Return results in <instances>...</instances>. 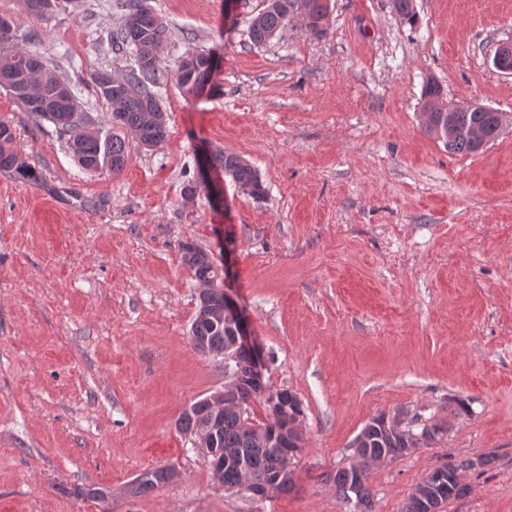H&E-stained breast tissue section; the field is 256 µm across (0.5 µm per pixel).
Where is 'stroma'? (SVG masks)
<instances>
[{
	"instance_id": "1",
	"label": "stroma",
	"mask_w": 512,
	"mask_h": 512,
	"mask_svg": "<svg viewBox=\"0 0 512 512\" xmlns=\"http://www.w3.org/2000/svg\"><path fill=\"white\" fill-rule=\"evenodd\" d=\"M147 0L167 23L164 60L214 54L217 92L161 88L169 135L131 146L119 173L81 170L68 135L0 89V123L39 179L0 171V512H344L327 474L355 437L395 412L442 441L370 466L371 512H403L434 468L490 457L443 512H512V75L490 57L512 40V0H329L326 37L291 21L264 46L249 8ZM36 52L70 78L132 57L102 45L108 0H59L49 20L0 0ZM233 29H226L225 17ZM451 104L505 117L482 153L448 152L423 129L429 79ZM202 150L250 163L255 198L222 172L186 197ZM228 269L264 379L302 403L295 488L262 501L216 484L176 421L223 389L221 359L189 335L199 286L180 245ZM181 480L131 495L144 470Z\"/></svg>"
}]
</instances>
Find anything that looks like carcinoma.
Listing matches in <instances>:
<instances>
[{"mask_svg": "<svg viewBox=\"0 0 512 512\" xmlns=\"http://www.w3.org/2000/svg\"><path fill=\"white\" fill-rule=\"evenodd\" d=\"M30 14L43 19L56 6V0H25ZM111 8L119 15L118 24L107 34L106 42L114 52L134 53L136 69L127 78H118L105 70L90 74L95 94L109 107L112 128L103 131L91 125L80 112L77 97L78 86L51 69L44 58L35 52L15 50L0 52V88L20 101L26 111L64 129L69 142L74 145L70 152L78 165L86 172L96 173L104 169L114 173L125 165L130 143L151 148L164 142L168 136L166 113L160 103L156 88L163 84L167 73H172L185 97H198L204 90L213 89L214 72L211 55L203 50L188 52L174 61L173 66L164 64L160 50L167 41L168 27L144 0H114ZM325 17L328 0H260L248 28L251 43L261 46L279 37L288 28L292 18L309 9ZM443 91L438 82L430 80L423 91V108L426 113L425 132L442 141L448 151L462 154H478L479 144L472 140L471 131L479 128L484 132L485 143L496 140L501 134L503 120L499 112L483 105L466 108H444L439 104ZM14 134L7 125L0 124V171L9 173L20 181H35L34 168L21 160L12 144ZM211 167L229 177L239 189L259 197L263 195L262 181L257 171L241 157L216 151L210 158ZM183 260L191 265L197 276L216 283L204 295L191 325L192 339H198L212 347L224 344L230 335L229 318L211 317L214 311L224 309V269L213 253L193 243L182 244ZM242 407L224 408V418L217 433L221 449L233 448L235 455L208 458L211 469L221 468L224 486L239 484L241 472L250 471L254 477L267 478L289 466L291 458L283 455L277 439L261 444L252 437L255 428H271L264 421H252L246 425L242 415L253 416L252 405L266 402L260 396H251L245 388L239 390ZM385 414L372 418L358 434L354 447L358 465L363 471L358 493L350 498L347 487L353 483V468H342L326 476L336 487V493L346 504H353L352 512H368L370 489L367 485L368 465L381 459H395L409 454L414 447L405 432H395L382 425ZM211 419V411L203 400L185 409L178 420L179 429L193 433L205 429ZM489 460L462 459L434 469L426 475L410 495L404 512H428L424 488L430 486L431 477L444 475L447 499L465 494L467 485L459 480L463 472L477 466H485ZM166 466H159L139 474L133 481L132 494L138 495L167 484Z\"/></svg>", "mask_w": 512, "mask_h": 512, "instance_id": "1", "label": "carcinoma"}]
</instances>
